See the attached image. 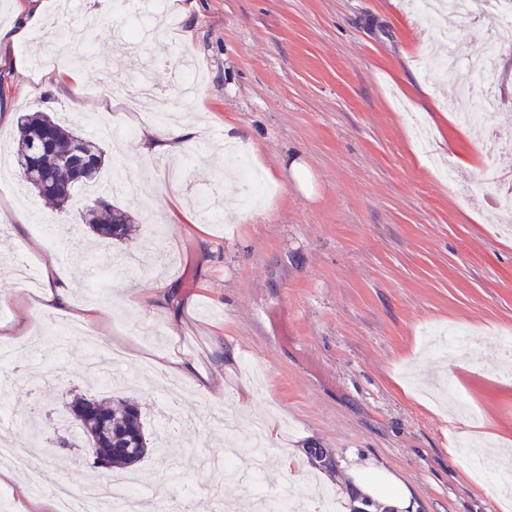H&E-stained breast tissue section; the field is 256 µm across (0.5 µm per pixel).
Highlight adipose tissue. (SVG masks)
Masks as SVG:
<instances>
[{"label": "adipose tissue", "mask_w": 512, "mask_h": 512, "mask_svg": "<svg viewBox=\"0 0 512 512\" xmlns=\"http://www.w3.org/2000/svg\"><path fill=\"white\" fill-rule=\"evenodd\" d=\"M57 8L56 0H33L29 12L18 24L0 28V46L17 48L30 44L34 34L43 28L47 15ZM196 133V126L190 123L163 130L150 127L140 134L141 150L146 154H175ZM43 273L48 283L45 307L71 306L70 291L77 276L76 270L60 266L51 257L44 262ZM349 476L355 493L376 501L384 512H410L415 506L410 487L387 469L355 463L349 468Z\"/></svg>", "instance_id": "ef3b65f1"}]
</instances>
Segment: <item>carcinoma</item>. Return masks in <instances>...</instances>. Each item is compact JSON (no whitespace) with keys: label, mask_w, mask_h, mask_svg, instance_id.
Wrapping results in <instances>:
<instances>
[{"label":"carcinoma","mask_w":512,"mask_h":512,"mask_svg":"<svg viewBox=\"0 0 512 512\" xmlns=\"http://www.w3.org/2000/svg\"><path fill=\"white\" fill-rule=\"evenodd\" d=\"M18 139L13 163L27 172L23 181L60 210L69 206L74 187L98 183L105 155L100 145L72 131L47 112H23L17 118ZM82 223L102 239L124 241L133 225L127 210L103 198L79 214ZM78 432L59 439L58 451L74 439H92L98 454L111 468L122 471L139 463L148 453L138 408L127 402L112 405L108 399L77 397L71 405Z\"/></svg>","instance_id":"1"}]
</instances>
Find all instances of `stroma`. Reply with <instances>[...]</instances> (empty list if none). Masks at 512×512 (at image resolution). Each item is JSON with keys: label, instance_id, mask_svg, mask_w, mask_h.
<instances>
[{"label": "stroma", "instance_id": "obj_1", "mask_svg": "<svg viewBox=\"0 0 512 512\" xmlns=\"http://www.w3.org/2000/svg\"><path fill=\"white\" fill-rule=\"evenodd\" d=\"M162 33L140 45L127 37L120 0L102 19L73 15L60 30L70 54L89 50L70 92L50 68L0 66V101L17 112L69 116L74 130L105 152L102 183L122 177L114 203L137 226L132 239L98 241L78 211L92 205L85 189L60 212L14 178L0 190V322L38 320L59 328L61 315L39 301L17 303L8 266L24 256H71L78 272L74 300L104 310L98 374L81 338L33 355L51 369L31 384L0 390V416L32 463L81 487L108 477L88 465L82 445L65 465L43 446L63 435L74 395L129 397L142 411L155 451L137 470L172 501L173 512H211L205 460L223 454V421L237 429L238 447L253 438L256 420L274 421L281 443L257 486L223 481L224 499L253 512L256 492L306 498L312 484L335 490L351 456L396 471L416 492V512H503L472 456L452 454L459 427L448 408L466 402L482 415L475 428L482 458L512 444V362L492 350L447 353L427 347L436 324H467L474 333L512 332V238L494 233L512 213L494 208L496 188L464 195L488 158L449 103L453 77L429 60L471 55L485 41L476 20L458 22L454 48L440 40L406 0H168ZM194 55L201 84L181 101L176 66ZM127 62L126 80L147 78L182 121L203 125L186 142L180 182L167 156H147L138 139L117 138L130 126L153 125L150 104L129 108L120 83L105 87L98 63ZM502 99L493 135L512 146V42L495 77ZM423 116L455 172L447 183L419 147L412 115ZM235 137L268 187L246 212L225 160ZM299 156L307 173L288 168ZM224 187L219 223L205 222L198 195ZM23 206L30 223L9 215ZM238 364L224 370V354ZM189 359L223 383L216 400L191 385L170 392L162 363ZM263 377L249 409L232 393ZM182 420L164 436L160 410ZM311 443L319 463L281 473L278 459L292 443Z\"/></svg>", "mask_w": 512, "mask_h": 512}]
</instances>
